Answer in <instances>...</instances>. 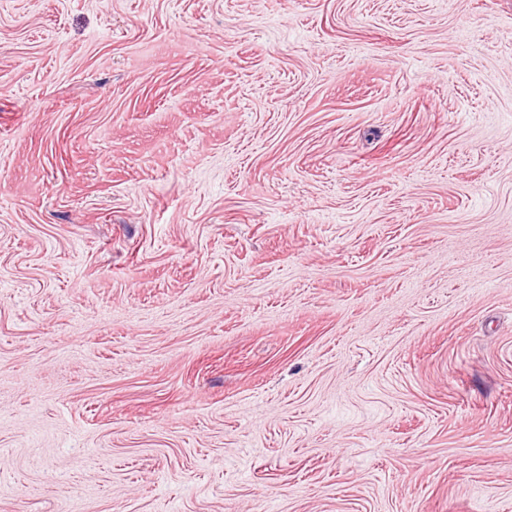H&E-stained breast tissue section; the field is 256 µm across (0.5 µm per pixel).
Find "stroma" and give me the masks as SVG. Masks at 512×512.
<instances>
[{"label": "stroma", "instance_id": "obj_1", "mask_svg": "<svg viewBox=\"0 0 512 512\" xmlns=\"http://www.w3.org/2000/svg\"><path fill=\"white\" fill-rule=\"evenodd\" d=\"M0 512H512V0H0Z\"/></svg>", "mask_w": 512, "mask_h": 512}]
</instances>
